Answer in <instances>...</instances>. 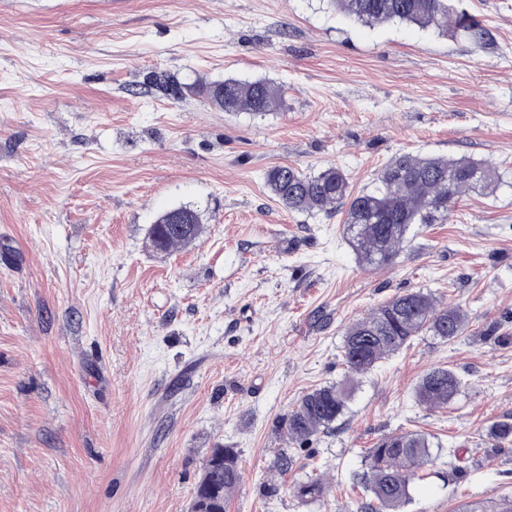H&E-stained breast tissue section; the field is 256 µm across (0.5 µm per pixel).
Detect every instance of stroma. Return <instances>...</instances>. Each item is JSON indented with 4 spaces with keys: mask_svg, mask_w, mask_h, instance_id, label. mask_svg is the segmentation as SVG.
<instances>
[{
    "mask_svg": "<svg viewBox=\"0 0 512 512\" xmlns=\"http://www.w3.org/2000/svg\"><path fill=\"white\" fill-rule=\"evenodd\" d=\"M487 30L364 26L327 0H0V512H189L212 448L239 451L227 512H356L364 449L394 433L443 447L401 512H496L512 499V0H452ZM266 78L265 116L132 94ZM495 166L493 192L361 266L344 213H291L264 174L345 170L371 190L399 153ZM191 204L203 232L160 256L148 230ZM470 317L361 377L306 447L281 423L344 380L348 325L408 289ZM464 380L443 408L414 388ZM289 447L295 465L274 461ZM322 476L323 498L294 486ZM155 78L149 79L147 84L144 86V93H148L151 91H156L162 94L161 91H163L165 94L170 88L175 89V96L180 93L182 99L185 95V89L189 90L190 92L194 91L192 90L191 86H188L187 84L181 83L176 77L167 74V73H155L153 74ZM163 95V94H162ZM463 379L448 368H434L424 374L415 386L419 404L427 407H443L459 394Z\"/></svg>",
    "mask_w": 512,
    "mask_h": 512,
    "instance_id": "35a3bbf8",
    "label": "stroma"
}]
</instances>
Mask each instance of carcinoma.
<instances>
[{
  "instance_id": "1",
  "label": "carcinoma",
  "mask_w": 512,
  "mask_h": 512,
  "mask_svg": "<svg viewBox=\"0 0 512 512\" xmlns=\"http://www.w3.org/2000/svg\"><path fill=\"white\" fill-rule=\"evenodd\" d=\"M339 13L365 25L406 22L420 28L452 27L484 42L487 31L450 0H328ZM185 94L192 87L167 73H157L144 92ZM207 104L220 112H250L266 115L278 110L281 86L268 79L241 81L227 78L211 82L201 90ZM266 184L277 201L290 212L330 213L346 211L343 237L359 261L375 268L392 265L409 239L415 224H436L448 220L459 197L469 192H486L495 182L492 165L467 158L425 157L401 153L391 158L377 176L371 191L354 193L346 173L328 166L306 174L290 165L269 169ZM176 211L188 217L189 230L179 233L160 214L149 233V242L163 253L192 244L202 232V214L192 205ZM469 317L458 306H442L437 298L421 289L407 290L354 321L346 330L342 353L349 378L304 394L288 414L281 430L287 441L304 447L313 436L331 428L344 416L355 379L377 368L384 360L408 347L423 333L445 341L460 336ZM463 379L448 368H434L415 386L419 404L443 407L459 394ZM434 442L425 434L398 433L379 440L365 450L364 467L353 474L369 500L360 512H398L409 498L416 471L431 463ZM242 473L233 448L212 449L197 485L190 512H226L230 495L239 488ZM320 478L303 480L296 493L304 499L322 497Z\"/></svg>"
}]
</instances>
